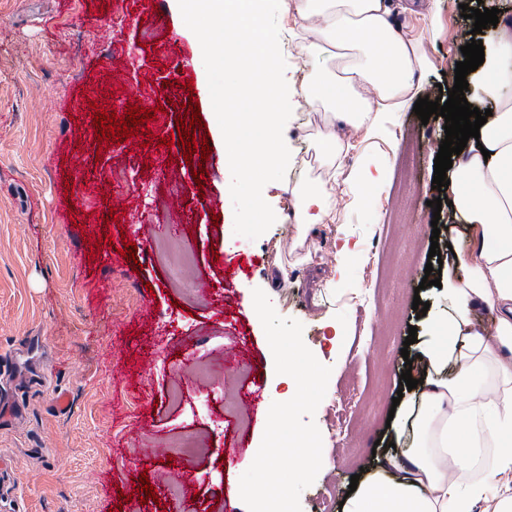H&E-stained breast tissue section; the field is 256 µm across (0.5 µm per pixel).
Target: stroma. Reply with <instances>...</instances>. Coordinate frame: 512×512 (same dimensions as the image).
Segmentation results:
<instances>
[{"mask_svg": "<svg viewBox=\"0 0 512 512\" xmlns=\"http://www.w3.org/2000/svg\"><path fill=\"white\" fill-rule=\"evenodd\" d=\"M390 21L411 35L425 59L416 97L454 86L457 29H472L469 7L512 0H411ZM123 15L124 25L112 22ZM292 115L284 140L292 155L283 180L263 197L277 220L259 238L234 234L231 174L212 109L201 45L174 0H0V459L18 512H235L239 480L259 448L266 405L286 399L259 319L250 313L262 289L277 313L303 326V341L330 366L313 420L323 464L300 495L302 512H332L350 478L379 470L392 440L386 421L406 369L409 327L423 328L414 299L439 289L400 273L424 272L433 214L434 160L444 119L421 122L412 104L384 113L380 130H347L350 149L326 176L342 198L329 218L307 226L293 218L290 187L315 184L297 155L313 149L326 112L304 110L306 80L291 48L300 22L279 12ZM200 105L196 138L208 141L206 167L183 157L176 121L187 100ZM138 101L154 113L135 136L98 144L95 112L125 116ZM165 110H158V103ZM414 128L421 149L415 203L420 230L395 229L382 207L396 193L400 131ZM381 185L360 191L366 166ZM184 186L181 210L169 208L172 170ZM200 177H193V170ZM118 189L124 202L78 193L84 178ZM187 240L195 261L174 282L158 257L165 235ZM135 243L143 259L117 252ZM110 292H98L99 283ZM373 283L377 303L361 309L347 295ZM377 345H369L373 332ZM184 398L172 399L174 387ZM191 434L187 459L173 443ZM156 496L145 502L142 480Z\"/></svg>", "mask_w": 512, "mask_h": 512, "instance_id": "stroma-1", "label": "stroma"}]
</instances>
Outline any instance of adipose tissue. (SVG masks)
Wrapping results in <instances>:
<instances>
[{
    "instance_id": "adipose-tissue-1",
    "label": "adipose tissue",
    "mask_w": 512,
    "mask_h": 512,
    "mask_svg": "<svg viewBox=\"0 0 512 512\" xmlns=\"http://www.w3.org/2000/svg\"><path fill=\"white\" fill-rule=\"evenodd\" d=\"M287 9L319 23L304 45L303 98L333 113L314 138L332 163L347 127L376 129L383 113L404 106L425 61L390 25L385 0H288ZM482 42L485 61L467 78V100L492 114L479 138L452 155L448 187V227L466 226L469 245L444 255L441 301L427 316L396 446L343 512H472L488 485L512 478V20L488 26ZM479 307L492 315L493 332L474 323ZM489 448L495 461L482 479H451V467L473 466Z\"/></svg>"
}]
</instances>
